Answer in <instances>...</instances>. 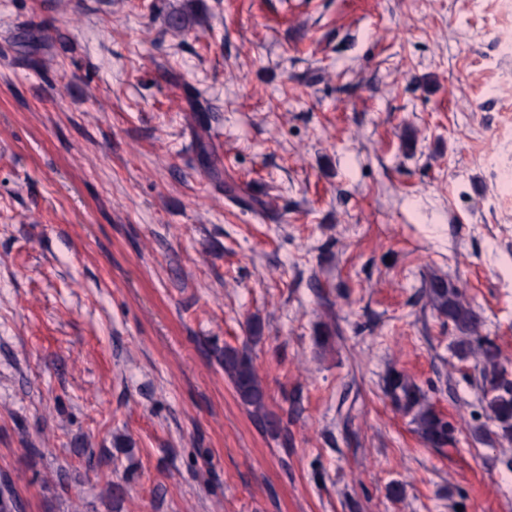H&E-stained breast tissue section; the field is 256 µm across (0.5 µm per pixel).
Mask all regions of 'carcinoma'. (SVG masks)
<instances>
[{
  "mask_svg": "<svg viewBox=\"0 0 512 512\" xmlns=\"http://www.w3.org/2000/svg\"><path fill=\"white\" fill-rule=\"evenodd\" d=\"M204 23L203 18L187 11L177 12L172 17V27L177 31H190ZM426 294L433 309L448 319L457 333L453 347L455 356L465 360L474 354L478 358L483 400L488 418L495 426V429L485 431L484 436L490 441L512 443V376L503 365L496 342L482 334L484 317L449 279L432 278ZM223 367L224 376L250 414L264 423L272 435H278L280 419L268 411L267 391L247 347H224ZM384 393L396 411L411 417L414 431L426 446L438 449L454 446V429L426 392L408 375L390 370L384 380ZM20 509L22 504L13 488L4 484L0 488V512H18Z\"/></svg>",
  "mask_w": 512,
  "mask_h": 512,
  "instance_id": "1",
  "label": "carcinoma"
}]
</instances>
